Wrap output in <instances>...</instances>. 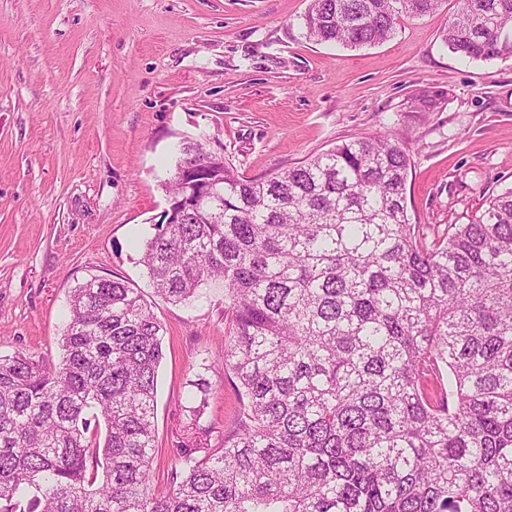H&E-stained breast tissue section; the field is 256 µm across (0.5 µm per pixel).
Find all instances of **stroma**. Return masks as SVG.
<instances>
[{
	"instance_id": "35a3bbf8",
	"label": "stroma",
	"mask_w": 512,
	"mask_h": 512,
	"mask_svg": "<svg viewBox=\"0 0 512 512\" xmlns=\"http://www.w3.org/2000/svg\"><path fill=\"white\" fill-rule=\"evenodd\" d=\"M310 0H0V355L58 363L71 289L91 276L141 291L166 327L154 483L193 447L187 391L224 348V285L157 296L141 245L167 208L182 140L246 179L363 133L411 160L413 223L445 234L512 188V57L469 62L442 34L456 0L360 49L306 39ZM201 419L235 424L223 365Z\"/></svg>"
}]
</instances>
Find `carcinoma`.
<instances>
[{
	"mask_svg": "<svg viewBox=\"0 0 512 512\" xmlns=\"http://www.w3.org/2000/svg\"><path fill=\"white\" fill-rule=\"evenodd\" d=\"M441 0H310L306 38L362 48ZM459 57H512V0H457ZM224 208L182 205L141 262L181 303L224 282L235 429L153 486L165 328L122 279L72 289L52 366L0 356V512H512V188L426 242L410 158L360 135L266 179L192 139ZM188 406L204 414L199 377Z\"/></svg>",
	"mask_w": 512,
	"mask_h": 512,
	"instance_id": "1",
	"label": "carcinoma"
}]
</instances>
